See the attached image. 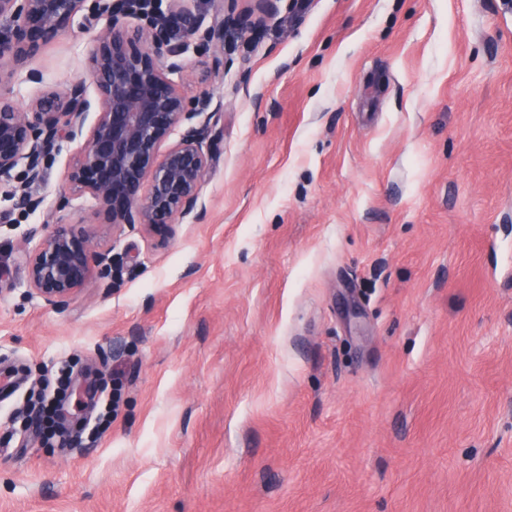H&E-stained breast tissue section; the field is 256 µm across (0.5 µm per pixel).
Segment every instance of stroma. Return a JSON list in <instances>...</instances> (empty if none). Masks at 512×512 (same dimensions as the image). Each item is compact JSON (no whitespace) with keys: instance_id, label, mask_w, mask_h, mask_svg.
I'll use <instances>...</instances> for the list:
<instances>
[{"instance_id":"35a3bbf8","label":"stroma","mask_w":512,"mask_h":512,"mask_svg":"<svg viewBox=\"0 0 512 512\" xmlns=\"http://www.w3.org/2000/svg\"><path fill=\"white\" fill-rule=\"evenodd\" d=\"M173 75L210 92L198 219L158 240L72 193L62 141L0 185V512H512V0H300ZM74 21L19 109L89 77ZM39 80H32L31 72ZM84 224L112 273L63 306L25 258ZM118 413L66 447L13 421L63 362Z\"/></svg>"}]
</instances>
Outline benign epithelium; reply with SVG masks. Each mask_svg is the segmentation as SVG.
<instances>
[{
	"mask_svg": "<svg viewBox=\"0 0 512 512\" xmlns=\"http://www.w3.org/2000/svg\"><path fill=\"white\" fill-rule=\"evenodd\" d=\"M0 0V18L11 28L0 39V56L23 67L40 46L70 27L75 18L93 28L105 17V31L96 38L90 77L94 96L84 82L48 92L22 112L0 96V181L21 169L18 205L35 208L38 201L25 188L41 177L46 158L63 140L86 136L85 147L71 162L72 191L90 195L112 227L140 224L155 236L170 233L176 218L198 217L200 185L209 169L212 143L206 127L189 126L194 117L211 111L213 98L203 92L192 100L178 90L162 57L178 55L165 24L146 18V0ZM238 0H224V19L202 28L187 9L171 12L170 20L187 33L202 32L217 54L213 65H224L218 54L227 28L240 25ZM139 17L146 26L129 29L124 19ZM96 113L85 128L88 113ZM183 129L178 142L164 154L160 146ZM150 187L143 190L145 179ZM30 287L49 305H64L86 286L94 273L112 271L109 252L94 253L91 236L80 224H57L42 246L27 255Z\"/></svg>",
	"mask_w": 512,
	"mask_h": 512,
	"instance_id": "1",
	"label": "benign epithelium"
}]
</instances>
